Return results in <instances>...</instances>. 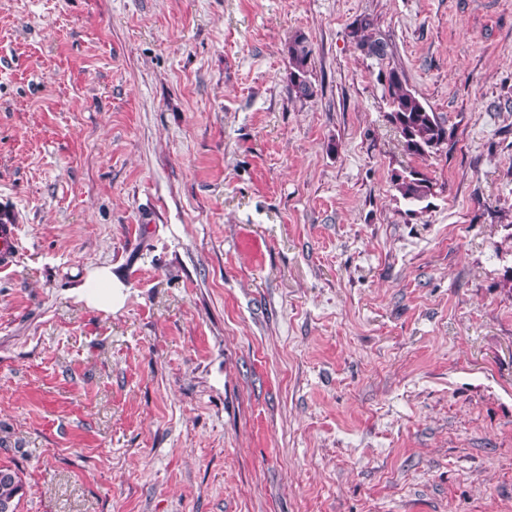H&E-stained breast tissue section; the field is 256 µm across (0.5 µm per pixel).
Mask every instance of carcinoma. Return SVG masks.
<instances>
[{
	"label": "carcinoma",
	"instance_id": "1",
	"mask_svg": "<svg viewBox=\"0 0 512 512\" xmlns=\"http://www.w3.org/2000/svg\"><path fill=\"white\" fill-rule=\"evenodd\" d=\"M372 23L364 21L353 32L358 44L368 53L384 57L390 52L387 41L375 38L368 33ZM288 55L289 93L298 99H307L314 95L309 80L312 67V49L302 34L289 38L286 44ZM386 80V92L391 111L390 123L399 136L403 151L418 158H427L439 152L448 142L449 133L444 121L425 106L407 84L404 71L399 66L389 69ZM392 189L397 198L412 207H419L435 194L433 179L417 168L395 171L391 175ZM23 485L18 473L9 468H0V506L7 504L10 512H16Z\"/></svg>",
	"mask_w": 512,
	"mask_h": 512
}]
</instances>
